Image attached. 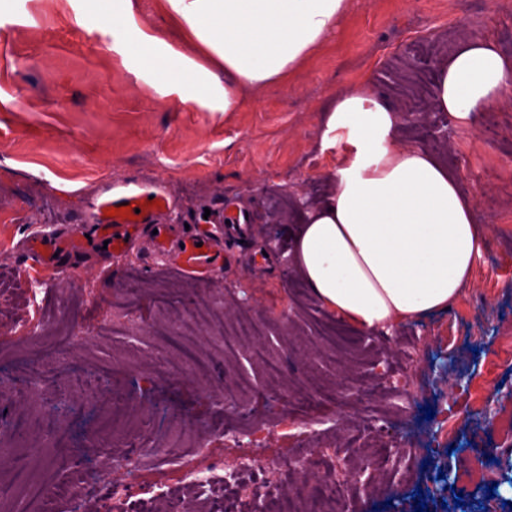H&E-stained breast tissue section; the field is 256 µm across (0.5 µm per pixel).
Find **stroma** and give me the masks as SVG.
Here are the masks:
<instances>
[{
	"label": "stroma",
	"instance_id": "obj_1",
	"mask_svg": "<svg viewBox=\"0 0 512 512\" xmlns=\"http://www.w3.org/2000/svg\"><path fill=\"white\" fill-rule=\"evenodd\" d=\"M129 18L134 35L150 41L151 62L116 42L112 14ZM486 38L512 55V0H354L337 29L289 79L248 91L244 107L224 110V69L172 10L169 0H0V416L26 421L48 406L75 376L105 378L91 419L74 418L43 456H28L35 435L7 440L0 486L26 512H67L65 483L76 472L65 459L85 437L111 428L113 437L139 418L141 403L155 414L148 437L164 443L175 426L171 413L195 421L211 454L225 465L240 450L224 443L210 424L224 419L214 389L240 380L251 408L250 445L273 467L291 457L294 430L277 422L282 404L273 392L311 389L322 381L333 399L321 400L312 430L326 445L310 461L314 477L345 481L355 512H449L435 475L451 478L475 512H512V93L501 96L470 128L449 126L440 139L419 119L406 86L418 57L430 67L447 60L448 37ZM176 58L203 91L182 101L180 85L156 75L154 65ZM369 85L403 115L399 140L449 161L462 192L475 202V219L488 253L477 263L469 292L481 303L465 313L456 306L406 323L392 372H410L419 407L399 418L396 390L382 393L365 414L378 419L388 446L416 449L382 490L367 493L344 467L323 468L339 457L344 428L359 420L338 386L365 384L372 351L362 332L326 311L293 276L287 261L292 236L307 207L331 191L329 176L340 160L321 146L326 109L336 93ZM154 182L166 186L173 205L161 217L178 235L211 229L223 244L224 204L232 202L249 226L224 255V265L203 278L182 275L175 255L153 253L152 231L143 228L122 260L100 245L66 255L63 265L38 266L23 247L34 236H58L88 216L95 198L112 187ZM137 278L140 297L126 291ZM39 283L37 307L27 290ZM191 302L220 299L229 320L202 328L203 335L232 334L236 320L252 326L234 353L197 343L206 366L201 377L178 374L147 382L154 361H182L170 331L184 317L149 303L156 289ZM75 316L80 328L53 386L21 397L28 368L48 359L44 345L26 340V322ZM261 345L282 364L280 380L252 357ZM451 359L448 373L439 363ZM468 385L456 390L451 375ZM436 411V421L426 418ZM50 489L27 498V484Z\"/></svg>",
	"mask_w": 512,
	"mask_h": 512
}]
</instances>
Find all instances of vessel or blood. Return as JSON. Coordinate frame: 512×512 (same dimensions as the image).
I'll list each match as a JSON object with an SVG mask.
<instances>
[{
  "label": "vessel or blood",
  "mask_w": 512,
  "mask_h": 512,
  "mask_svg": "<svg viewBox=\"0 0 512 512\" xmlns=\"http://www.w3.org/2000/svg\"><path fill=\"white\" fill-rule=\"evenodd\" d=\"M171 207V198L162 185L152 189L129 188L96 199L92 207L90 226H77L63 238L41 237L28 242V258L36 264L54 263L58 254L78 248L85 231H92L99 240L105 241L113 256H122L135 232L144 225L157 227L154 249L160 255L179 250L183 262L182 272L205 275L220 268L224 252L214 246L211 238L196 239L176 237L171 225L159 223L158 218Z\"/></svg>",
  "instance_id": "1"
}]
</instances>
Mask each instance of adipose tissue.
I'll use <instances>...</instances> for the list:
<instances>
[{
	"label": "adipose tissue",
	"instance_id": "1",
	"mask_svg": "<svg viewBox=\"0 0 512 512\" xmlns=\"http://www.w3.org/2000/svg\"><path fill=\"white\" fill-rule=\"evenodd\" d=\"M241 92L297 69L350 8V0H170ZM512 92V57L486 39L462 42L440 65L432 107L455 125ZM400 113L366 86L340 92L323 146L340 148L334 191L296 230L291 268L328 310L359 330L388 331L450 306L484 249L473 200L433 153L398 145Z\"/></svg>",
	"mask_w": 512,
	"mask_h": 512
}]
</instances>
